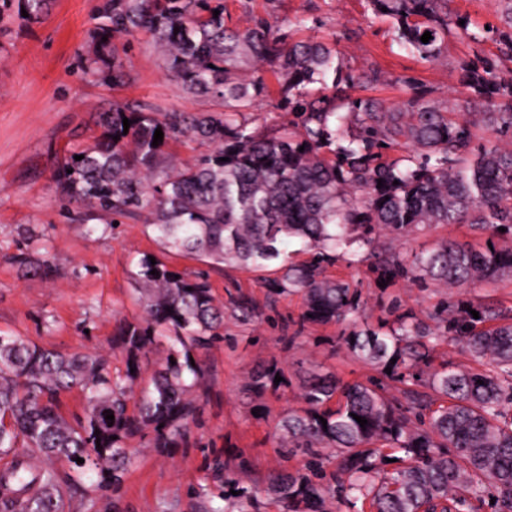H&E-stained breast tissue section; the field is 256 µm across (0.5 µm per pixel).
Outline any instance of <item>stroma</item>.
<instances>
[{"label":"stroma","instance_id":"stroma-1","mask_svg":"<svg viewBox=\"0 0 512 512\" xmlns=\"http://www.w3.org/2000/svg\"><path fill=\"white\" fill-rule=\"evenodd\" d=\"M98 0H53L36 23L12 17L0 26V333L27 337L62 353L97 350L123 369L112 340L126 320L139 316L129 272L146 254L162 256L179 271L197 261L163 253L151 227L140 218L111 226L106 216L62 198L52 174L64 154L101 134L100 113L113 103L163 112H206L215 102L184 94L171 82L164 55L149 33L129 39V80L115 87L85 78L81 59L94 51L88 32ZM234 23L271 15L284 25L298 16L315 24L294 38L335 43L345 62L362 71L383 72L387 82L375 95L404 96L401 78L413 77L441 100L459 96L458 62L468 41L448 38L440 61L425 63L401 50L386 21L372 18L363 0H224ZM46 259L48 273H27L15 263L20 252ZM331 275L357 281L369 322L390 311L425 317L448 291L410 282L384 289L367 266L339 264ZM209 281L218 299L242 290L261 311L255 322L224 320V338L200 352L205 382L188 443L163 451L133 440L136 457L120 492L104 499L90 483L66 485L63 512H214L224 506L225 478L265 485L271 473L300 468L302 454H290L276 423L302 404L301 385L311 373L344 382L372 376L371 366L352 359L337 343L335 326H307L296 333L304 311L299 295L270 296L263 275L216 265ZM270 363L282 371L279 386L257 399L243 387ZM223 459L225 471L213 467Z\"/></svg>","mask_w":512,"mask_h":512}]
</instances>
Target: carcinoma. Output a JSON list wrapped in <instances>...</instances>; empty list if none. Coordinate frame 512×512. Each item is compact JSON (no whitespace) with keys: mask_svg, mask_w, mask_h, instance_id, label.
I'll list each match as a JSON object with an SVG mask.
<instances>
[{"mask_svg":"<svg viewBox=\"0 0 512 512\" xmlns=\"http://www.w3.org/2000/svg\"><path fill=\"white\" fill-rule=\"evenodd\" d=\"M15 1L31 21L50 5L0 0V21ZM364 2L389 22L392 40L423 62L439 60L454 29L478 47L493 41L497 53L479 49L459 65L461 103L440 102L409 77L401 80L406 97L388 101L350 94L384 82L381 71L357 73L336 44L296 40L265 17L231 26L224 0H102L93 30L102 47L149 32L164 49L169 78L187 94L211 96L217 108L146 112L115 102L102 113L100 137L66 154L53 180L67 199L114 222L144 216L173 254L272 270L265 279L271 294L304 301L295 334L308 324H336L341 346L377 371L354 383L316 374L303 386L304 406L280 418L287 446L309 456L304 467L269 479L282 512H324L328 498L351 508L367 500L374 512H461L474 498L491 502V512H512V308L457 292L512 277V149L502 144L512 135V79L501 76L512 62V0H494L500 25L474 31L468 16L448 10V0ZM427 31L432 39L424 43ZM130 64L114 47L111 62L88 58L84 72L95 77L105 66L104 79L120 86ZM267 72L278 82L275 108L294 117L287 129L256 125ZM464 104L477 112L467 116ZM158 128L163 141L154 147ZM185 140L209 150L178 164L166 148ZM448 224L466 225L476 242L404 253L378 243L383 230L401 240ZM293 241L308 260H292ZM339 263H367L389 286L444 285L448 299L426 322L402 314L370 324L361 320L362 289L328 274ZM131 278L143 315L125 321L115 337L122 372L99 351L63 354L0 335V458L9 459L0 469V512H59L60 465L73 481L95 475L99 488L119 491L136 437L151 448L187 444L204 378L196 352L219 337L224 304L207 273L153 265L147 255ZM230 305L243 324L258 315L244 294ZM443 340L485 367L434 365V346ZM162 345L165 357L141 379L142 357ZM278 373L273 366L254 372L246 390L264 393ZM73 389L85 394L86 406L69 420L58 402ZM356 415L368 424L360 426ZM327 448L336 449L347 482H326ZM388 458L395 460L390 470ZM226 484L237 491L229 495L231 512H258L254 487Z\"/></svg>","mask_w":512,"mask_h":512,"instance_id":"carcinoma-1","label":"carcinoma"}]
</instances>
